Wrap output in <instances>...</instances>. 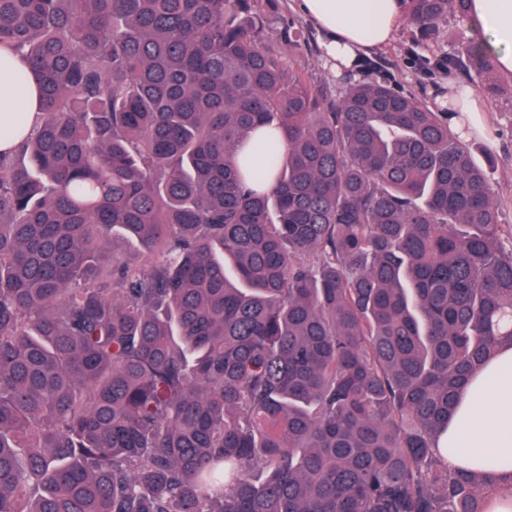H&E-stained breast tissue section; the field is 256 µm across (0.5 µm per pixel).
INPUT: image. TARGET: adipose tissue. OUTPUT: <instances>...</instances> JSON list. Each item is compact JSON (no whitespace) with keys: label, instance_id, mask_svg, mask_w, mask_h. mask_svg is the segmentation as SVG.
Listing matches in <instances>:
<instances>
[{"label":"adipose tissue","instance_id":"obj_1","mask_svg":"<svg viewBox=\"0 0 512 512\" xmlns=\"http://www.w3.org/2000/svg\"><path fill=\"white\" fill-rule=\"evenodd\" d=\"M305 18L321 36L322 57L339 71L391 43L406 5L404 0H298ZM471 27L492 44L500 70L512 73V0H468ZM444 102L461 113L458 130L484 129L489 102L467 86L449 83ZM38 88L26 62L11 49L0 47V151L15 150L22 142L12 120L24 117L33 125ZM452 454L444 462L449 472L485 468L494 461L502 484L512 483V347H503L461 393L448 421Z\"/></svg>","mask_w":512,"mask_h":512}]
</instances>
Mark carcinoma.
Returning <instances> with one entry per match:
<instances>
[{
	"label": "carcinoma",
	"mask_w": 512,
	"mask_h": 512,
	"mask_svg": "<svg viewBox=\"0 0 512 512\" xmlns=\"http://www.w3.org/2000/svg\"><path fill=\"white\" fill-rule=\"evenodd\" d=\"M255 0H0V512H486L440 447L512 345V231L452 125L335 94ZM435 42L468 0H405ZM462 43L448 73L490 75ZM272 181L259 192L253 186ZM158 259L106 255L109 236ZM0 151L15 150L31 132L38 111V88L26 62L7 47H0ZM25 118V132L19 137L12 120Z\"/></svg>",
	"instance_id": "obj_1"
}]
</instances>
